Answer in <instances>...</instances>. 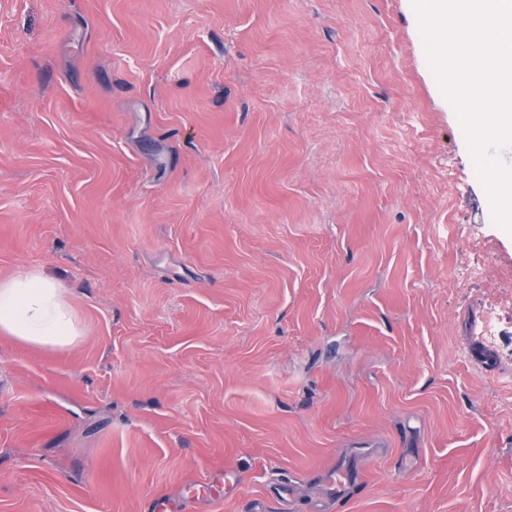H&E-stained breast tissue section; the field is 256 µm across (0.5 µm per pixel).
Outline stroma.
Returning <instances> with one entry per match:
<instances>
[{
    "label": "stroma",
    "instance_id": "stroma-1",
    "mask_svg": "<svg viewBox=\"0 0 512 512\" xmlns=\"http://www.w3.org/2000/svg\"><path fill=\"white\" fill-rule=\"evenodd\" d=\"M32 269L81 334L0 332V512H512V233L411 0H0Z\"/></svg>",
    "mask_w": 512,
    "mask_h": 512
}]
</instances>
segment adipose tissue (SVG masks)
<instances>
[{"mask_svg": "<svg viewBox=\"0 0 512 512\" xmlns=\"http://www.w3.org/2000/svg\"><path fill=\"white\" fill-rule=\"evenodd\" d=\"M0 331L57 348L69 346L79 334L61 287L37 271L0 283Z\"/></svg>", "mask_w": 512, "mask_h": 512, "instance_id": "ef3b65f1", "label": "adipose tissue"}]
</instances>
